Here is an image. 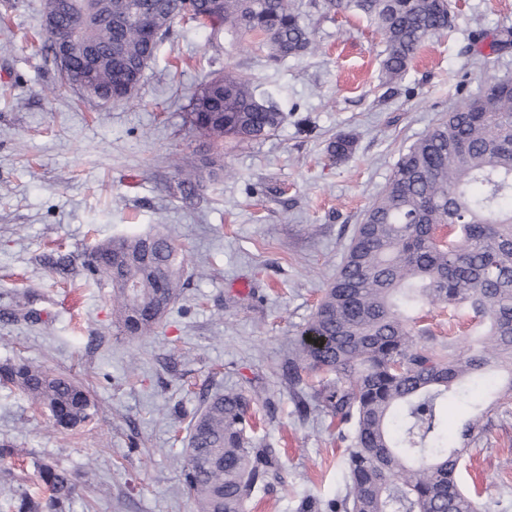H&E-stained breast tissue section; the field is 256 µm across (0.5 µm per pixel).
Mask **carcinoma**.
<instances>
[{"label": "carcinoma", "mask_w": 512, "mask_h": 512, "mask_svg": "<svg viewBox=\"0 0 512 512\" xmlns=\"http://www.w3.org/2000/svg\"><path fill=\"white\" fill-rule=\"evenodd\" d=\"M330 13L365 18L386 44V79L402 78L418 50L448 31L450 0H322ZM162 28L146 38L128 22L134 9ZM177 19L266 51L280 63L316 47L297 0H70L59 33L98 49L90 83L77 88L85 62L74 56L69 75L48 93L79 89L102 102L124 83L116 61L144 69ZM57 33V34H59ZM57 34L43 49L55 56ZM188 123L209 139L216 159L224 140L252 142L283 123L275 105L257 96L250 80L231 72L209 76L190 98ZM354 140L330 143L341 159ZM197 166L176 163V190L188 197ZM186 259L158 230L120 236L91 252L87 271L111 288L116 335L141 341L183 288ZM448 308L471 325L466 337L434 343L417 327L424 305ZM319 376L298 410L318 413L348 429L347 493L325 512H481L461 487L464 449L456 437L477 440L487 414L483 397L512 398V79H496L462 100L448 116L400 154L382 194L365 211L334 278L300 336L290 381ZM0 385L13 387L49 412L55 431L90 422L96 406L66 374L25 361L0 365ZM467 398L474 414L459 433L448 431V402ZM256 399L229 388L208 396L188 425L179 461L194 512H245L253 493L280 478V453L258 442ZM75 476L42 464L34 494L18 512H66Z\"/></svg>", "instance_id": "obj_1"}]
</instances>
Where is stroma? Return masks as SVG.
Masks as SVG:
<instances>
[{"label": "stroma", "instance_id": "35a3bbf8", "mask_svg": "<svg viewBox=\"0 0 512 512\" xmlns=\"http://www.w3.org/2000/svg\"><path fill=\"white\" fill-rule=\"evenodd\" d=\"M316 52L270 63L265 52L213 41L174 23L131 99L101 106L75 91L52 97L57 69L31 37L43 0H0V362L26 361L88 386L98 412L58 433L48 413L0 387V447L24 461L0 472V512L35 480L34 461L96 472L70 512H193L178 457L206 396L241 387L258 395L259 436L281 449L283 482L248 512H302L343 497L346 441L317 414L300 416L282 378L293 339L336 274L365 210L402 150L461 99L512 76V0H452L447 35L421 48L386 83L385 44L374 26L322 13L302 0ZM248 77L284 115L275 135L224 145L234 177H204L192 208L169 194L175 160L204 157L186 122L191 95L213 73ZM355 138L330 157L337 133ZM168 230L187 258L186 282L155 336L112 331L109 289L88 279L93 248L121 235ZM464 472L486 512H512V401L484 419Z\"/></svg>", "mask_w": 512, "mask_h": 512}]
</instances>
